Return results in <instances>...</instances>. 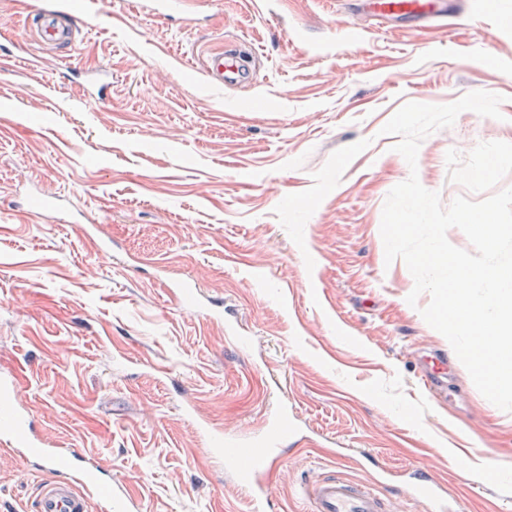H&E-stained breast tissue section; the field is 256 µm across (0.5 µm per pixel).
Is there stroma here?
Segmentation results:
<instances>
[{"label": "stroma", "instance_id": "1", "mask_svg": "<svg viewBox=\"0 0 512 512\" xmlns=\"http://www.w3.org/2000/svg\"><path fill=\"white\" fill-rule=\"evenodd\" d=\"M451 2L421 27L361 0H207L196 24L149 0H0V374L47 447L138 512H248L205 431L261 436L284 412L305 432L269 512H300L315 472L370 479L361 452L424 468L459 512H512V413L455 356L447 401L420 387L450 344L380 234L410 173L445 206L512 187V0ZM43 5L80 19L71 43L39 40ZM240 41L261 64L213 86L203 57ZM472 91L500 118L460 113L416 168L381 132ZM46 477L0 453V512Z\"/></svg>", "mask_w": 512, "mask_h": 512}]
</instances>
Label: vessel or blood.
I'll return each instance as SVG.
<instances>
[{
    "mask_svg": "<svg viewBox=\"0 0 512 512\" xmlns=\"http://www.w3.org/2000/svg\"><path fill=\"white\" fill-rule=\"evenodd\" d=\"M370 7L382 16L404 14L425 22L438 17L432 0H371ZM34 19L41 39L48 44L67 42L77 25L76 19L47 7L35 10ZM204 69L219 85L234 82L239 75L232 54L209 56ZM448 368V357L439 349L421 361L420 383L434 399H442L448 389ZM14 392V382L0 378V445L9 447L19 443L27 448L35 447L30 417L13 404ZM223 443L222 436H213L211 453L223 457L225 469L248 487L251 506L258 508L268 503L272 497L268 476L282 460L277 438L268 437L261 453L249 440L233 443L228 453L224 452ZM39 457L53 474L42 484L34 501V512H88L90 496L103 486L100 474L90 469L88 458L76 450L61 459L43 450ZM408 482L411 498L427 504V512H457L447 487L428 473L410 471ZM301 496L309 512H401L391 498L381 493L378 482H357L333 471L307 480L301 487Z\"/></svg>",
    "mask_w": 512,
    "mask_h": 512,
    "instance_id": "b4317fda",
    "label": "vessel or blood"
}]
</instances>
